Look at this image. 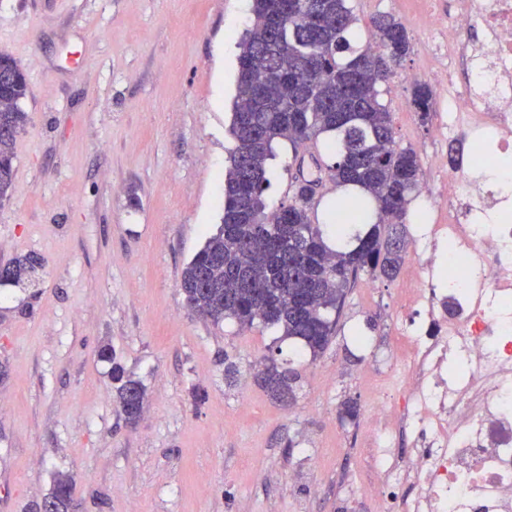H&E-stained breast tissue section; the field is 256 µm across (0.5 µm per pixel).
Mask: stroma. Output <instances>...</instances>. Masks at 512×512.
<instances>
[{"label": "stroma", "instance_id": "obj_1", "mask_svg": "<svg viewBox=\"0 0 512 512\" xmlns=\"http://www.w3.org/2000/svg\"><path fill=\"white\" fill-rule=\"evenodd\" d=\"M457 0H350L360 38L380 13L406 27L410 51L380 85L399 146L418 154L427 190L406 220L448 216V98L428 122L415 83L447 68L440 35L418 21ZM249 0H0V51L28 75V123L15 143L11 198L0 205V266L40 259L32 280L0 282V512H37L58 477L74 512H370L351 490L373 406L397 395L396 334L413 257L394 281L361 278L317 360L294 357L275 329L215 325L193 313L182 269L221 222L238 42ZM268 167V209L293 201L296 157ZM115 351L147 390L136 425L110 378ZM281 353L301 375L293 402L258 383ZM234 366L235 380L224 369ZM356 401V420L339 405Z\"/></svg>", "mask_w": 512, "mask_h": 512}]
</instances>
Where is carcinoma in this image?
<instances>
[{"label": "carcinoma", "mask_w": 512, "mask_h": 512, "mask_svg": "<svg viewBox=\"0 0 512 512\" xmlns=\"http://www.w3.org/2000/svg\"><path fill=\"white\" fill-rule=\"evenodd\" d=\"M271 0H253L251 28L238 43L235 101L224 176L221 224L186 264L180 288L199 316L241 327L255 322L277 327L279 341H292L296 355L316 360L335 334L336 319L348 289L360 275L393 281L404 264L409 243V206L421 192L422 167L411 148L395 142L392 112L380 99L387 77L370 61L376 48L393 45L391 61L409 53L405 25L389 13L370 21L371 46L355 45L357 18L349 0H282L283 15L295 10L282 33L270 30ZM0 202L10 199L14 143L27 113L26 74L0 53ZM263 81L280 104L270 109L254 100V83ZM412 105L421 122L430 119L432 90L416 83ZM323 140L332 157L327 176L347 190L327 205L331 236L312 222L313 195L295 190L294 203L274 211L262 198L268 162L275 145L298 146ZM38 260L18 258L6 280L20 282L35 272ZM276 307L266 317L261 303ZM112 382L127 423L139 421L145 405L143 384L112 361ZM298 373L269 359L261 384L276 400L292 399ZM53 512H72V484L59 477L48 494Z\"/></svg>", "instance_id": "carcinoma-1"}]
</instances>
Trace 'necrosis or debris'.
I'll use <instances>...</instances> for the list:
<instances>
[{"label":"necrosis or debris","instance_id":"necrosis-or-debris-1","mask_svg":"<svg viewBox=\"0 0 512 512\" xmlns=\"http://www.w3.org/2000/svg\"><path fill=\"white\" fill-rule=\"evenodd\" d=\"M421 21L447 24L451 62L471 72L443 120L473 133L471 165L448 170L469 221L422 225L413 240L415 285L402 298L430 327L397 338L407 379L396 403L370 412L357 490L374 512H512V168L500 164L512 154V0H462L448 20L429 10ZM475 24L487 35L478 48L463 40Z\"/></svg>","mask_w":512,"mask_h":512}]
</instances>
